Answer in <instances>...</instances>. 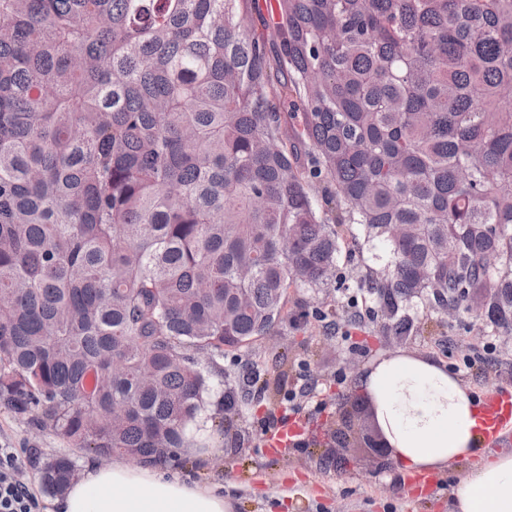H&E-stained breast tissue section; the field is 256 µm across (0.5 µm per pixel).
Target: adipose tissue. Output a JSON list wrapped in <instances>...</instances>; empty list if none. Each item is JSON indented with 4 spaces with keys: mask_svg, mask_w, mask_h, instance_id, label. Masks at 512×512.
<instances>
[{
    "mask_svg": "<svg viewBox=\"0 0 512 512\" xmlns=\"http://www.w3.org/2000/svg\"><path fill=\"white\" fill-rule=\"evenodd\" d=\"M356 387L371 396L398 466L444 470L475 454L477 403L444 363L395 353L359 372ZM451 512H512V454L487 459L456 483ZM223 486L167 473L163 461L103 466L84 462L81 477L54 502V512H232Z\"/></svg>",
    "mask_w": 512,
    "mask_h": 512,
    "instance_id": "obj_1",
    "label": "adipose tissue"
}]
</instances>
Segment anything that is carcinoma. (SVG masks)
<instances>
[{"label":"carcinoma","mask_w":512,"mask_h":512,"mask_svg":"<svg viewBox=\"0 0 512 512\" xmlns=\"http://www.w3.org/2000/svg\"><path fill=\"white\" fill-rule=\"evenodd\" d=\"M247 4L0 0V406L97 458L185 447L224 349L333 276L321 180L388 318L512 328V0H275L273 57Z\"/></svg>","instance_id":"carcinoma-1"}]
</instances>
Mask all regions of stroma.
<instances>
[{
  "label": "stroma",
  "mask_w": 512,
  "mask_h": 512,
  "mask_svg": "<svg viewBox=\"0 0 512 512\" xmlns=\"http://www.w3.org/2000/svg\"><path fill=\"white\" fill-rule=\"evenodd\" d=\"M337 230L335 275L316 288L289 289L284 318L273 333L220 360L221 373L206 397L210 419L190 435L206 440L209 459L197 461L181 452L168 467L207 485L234 486V512H448L454 485L473 472L471 462L430 472L422 486L398 467L381 469L368 459H352L340 470L330 458L328 425L343 398L356 394V375L377 358L400 351L445 363L477 396L491 385L512 388V330L463 306L445 313L416 300L402 307L411 320L409 333L396 336L369 288L386 244L367 240L357 224ZM251 364L260 378L248 385L243 372ZM307 386L313 398L289 407V391ZM228 397L237 413L225 425ZM276 420L298 422L302 431L286 452L271 454L265 436ZM0 446L20 450V479L44 503H52L38 481L37 457L69 453V445L50 432L33 434L27 419L0 408Z\"/></svg>",
  "instance_id": "obj_1"
}]
</instances>
